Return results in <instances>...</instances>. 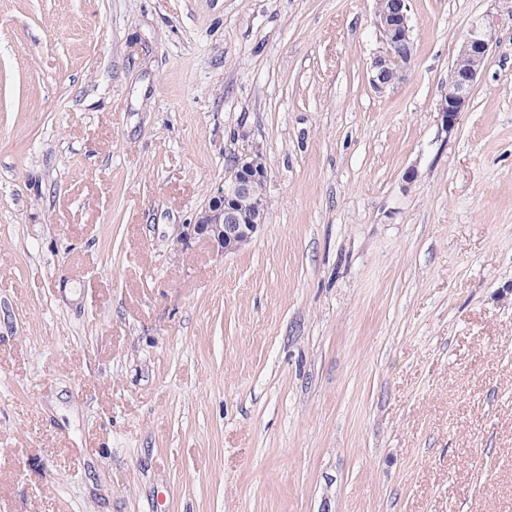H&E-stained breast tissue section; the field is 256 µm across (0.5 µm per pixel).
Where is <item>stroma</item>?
<instances>
[{
  "label": "stroma",
  "mask_w": 512,
  "mask_h": 512,
  "mask_svg": "<svg viewBox=\"0 0 512 512\" xmlns=\"http://www.w3.org/2000/svg\"><path fill=\"white\" fill-rule=\"evenodd\" d=\"M375 7L0 0V512H512V0H412L384 94ZM495 31L492 21L472 23L448 68V93L440 104L439 112L450 129L469 101L484 60L495 42ZM266 168L262 155H256ZM256 164L255 154L237 155L224 171V187L218 189L190 224H179L171 238L176 247L191 239H206L220 255L248 244L266 222L268 211L267 170ZM242 199L252 202L240 207Z\"/></svg>",
  "instance_id": "obj_1"
}]
</instances>
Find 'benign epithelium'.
<instances>
[{
    "label": "benign epithelium",
    "instance_id": "7a95c632",
    "mask_svg": "<svg viewBox=\"0 0 512 512\" xmlns=\"http://www.w3.org/2000/svg\"><path fill=\"white\" fill-rule=\"evenodd\" d=\"M374 26L379 47L370 67V84L375 92L384 93L405 77V68L393 63L402 58L408 64L414 55L410 0H377ZM494 42V23H473L468 28L448 68V93L439 108L448 128L455 126L468 103ZM267 211V170L256 164L254 154L243 153L225 169L224 186L195 214L193 222L176 227L171 241L179 247L203 238L216 253H233L252 240L266 222Z\"/></svg>",
    "mask_w": 512,
    "mask_h": 512
}]
</instances>
